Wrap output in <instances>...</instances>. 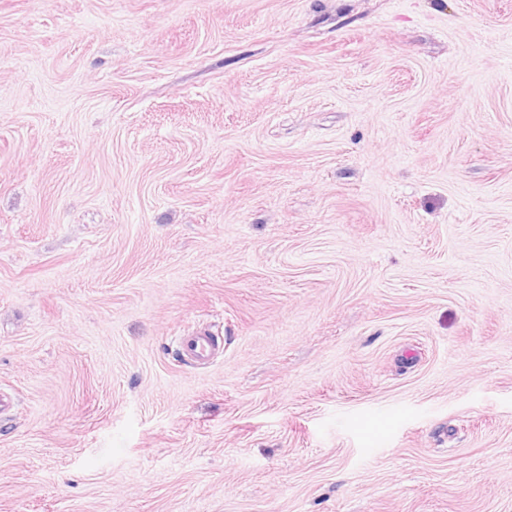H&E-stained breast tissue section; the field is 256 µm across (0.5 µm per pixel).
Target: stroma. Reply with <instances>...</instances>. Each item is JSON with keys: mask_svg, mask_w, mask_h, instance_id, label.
<instances>
[{"mask_svg": "<svg viewBox=\"0 0 512 512\" xmlns=\"http://www.w3.org/2000/svg\"><path fill=\"white\" fill-rule=\"evenodd\" d=\"M2 395L0 512H512V0H0ZM215 345L210 336H182L180 352L182 356L194 363L208 362L215 354Z\"/></svg>", "mask_w": 512, "mask_h": 512, "instance_id": "stroma-1", "label": "stroma"}]
</instances>
